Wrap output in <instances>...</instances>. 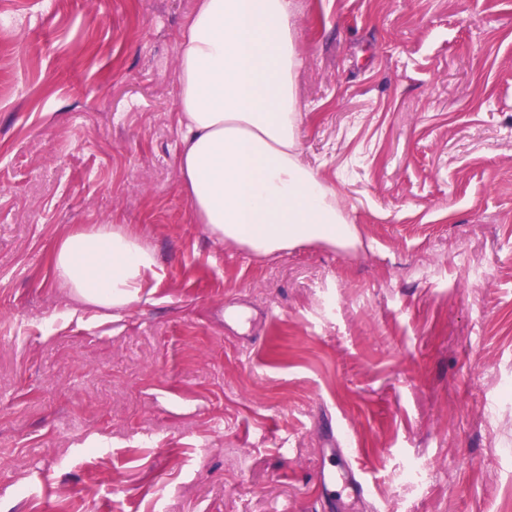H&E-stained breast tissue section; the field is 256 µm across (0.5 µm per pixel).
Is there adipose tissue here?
<instances>
[{
    "mask_svg": "<svg viewBox=\"0 0 512 512\" xmlns=\"http://www.w3.org/2000/svg\"><path fill=\"white\" fill-rule=\"evenodd\" d=\"M291 0H198L182 31L175 101L181 184L196 223L258 256L300 243L354 245L335 192L301 159ZM52 263L80 304L124 311L157 275L142 234L96 224Z\"/></svg>",
    "mask_w": 512,
    "mask_h": 512,
    "instance_id": "1",
    "label": "adipose tissue"
}]
</instances>
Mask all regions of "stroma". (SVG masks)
<instances>
[{"instance_id":"1","label":"stroma","mask_w":512,"mask_h":512,"mask_svg":"<svg viewBox=\"0 0 512 512\" xmlns=\"http://www.w3.org/2000/svg\"><path fill=\"white\" fill-rule=\"evenodd\" d=\"M196 2L0 0V512H504L512 0H292L302 157L358 240L267 258L181 189ZM90 224L157 277L76 323L50 256ZM344 442L371 491L335 503Z\"/></svg>"}]
</instances>
